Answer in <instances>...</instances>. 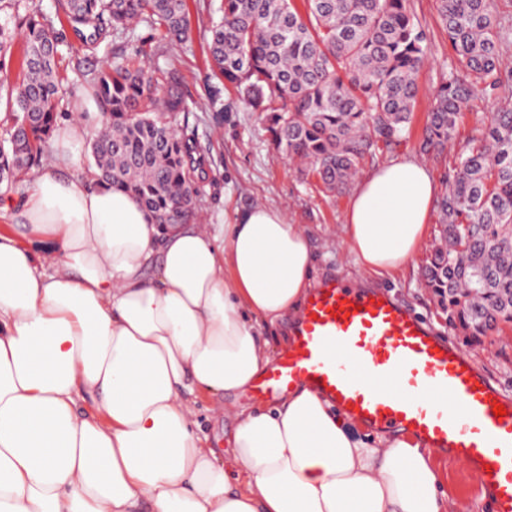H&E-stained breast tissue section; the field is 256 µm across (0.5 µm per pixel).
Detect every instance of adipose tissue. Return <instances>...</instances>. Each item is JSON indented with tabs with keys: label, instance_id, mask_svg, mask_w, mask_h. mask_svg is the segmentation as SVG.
<instances>
[{
	"label": "adipose tissue",
	"instance_id": "obj_1",
	"mask_svg": "<svg viewBox=\"0 0 512 512\" xmlns=\"http://www.w3.org/2000/svg\"><path fill=\"white\" fill-rule=\"evenodd\" d=\"M94 108L82 99L59 127L0 233V512H446L428 449L376 447L306 387L237 411L232 483L192 399L265 370L260 328L316 282L308 236L266 204L158 229L132 195L74 175ZM438 193L415 158L359 180L344 234L366 276L416 254ZM85 395L97 414L79 413Z\"/></svg>",
	"mask_w": 512,
	"mask_h": 512
}]
</instances>
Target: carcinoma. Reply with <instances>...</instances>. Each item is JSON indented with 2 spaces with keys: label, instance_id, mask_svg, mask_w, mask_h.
I'll return each mask as SVG.
<instances>
[{
  "label": "carcinoma",
  "instance_id": "obj_1",
  "mask_svg": "<svg viewBox=\"0 0 512 512\" xmlns=\"http://www.w3.org/2000/svg\"><path fill=\"white\" fill-rule=\"evenodd\" d=\"M0 24V57L24 41L20 80L7 88L14 112L0 141V187L15 190L39 166L67 91L57 69L64 30L20 0ZM459 68L442 76L420 148L441 153L471 109L474 88L489 97L512 89L501 65L512 32L495 0H436ZM85 45L132 42L141 23L183 46V0H57ZM208 43L214 68L235 94L265 115L274 145L329 191H342L376 150L405 141L419 94L427 37L410 0H221ZM139 46L90 73L102 129L91 144L95 177L134 197L158 224L195 220L204 160L180 133L191 109L175 73L136 63ZM442 244L425 270L451 323L483 336L512 321V108L481 122L456 157L439 201Z\"/></svg>",
  "mask_w": 512,
  "mask_h": 512
}]
</instances>
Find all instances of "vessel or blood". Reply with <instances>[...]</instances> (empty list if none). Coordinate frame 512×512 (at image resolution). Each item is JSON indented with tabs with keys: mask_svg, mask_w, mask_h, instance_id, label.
Instances as JSON below:
<instances>
[{
	"mask_svg": "<svg viewBox=\"0 0 512 512\" xmlns=\"http://www.w3.org/2000/svg\"><path fill=\"white\" fill-rule=\"evenodd\" d=\"M303 386L366 428L461 461L492 491L495 512H512V399L387 293L338 277L314 288L253 393L269 399Z\"/></svg>",
	"mask_w": 512,
	"mask_h": 512,
	"instance_id": "obj_1",
	"label": "vessel or blood"
}]
</instances>
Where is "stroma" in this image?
<instances>
[{"label": "stroma", "instance_id": "35a3bbf8", "mask_svg": "<svg viewBox=\"0 0 512 512\" xmlns=\"http://www.w3.org/2000/svg\"><path fill=\"white\" fill-rule=\"evenodd\" d=\"M219 5L220 0H185L189 41L186 47L171 54L167 53L155 30L140 25L134 31L136 44L147 50L141 59L143 66L153 70L173 62L186 100L193 108L187 133L195 142L197 156L205 162L207 176L200 205L205 223H229L236 212L257 202L283 207L290 222L303 225L310 237L318 280L340 276L387 292L395 301L411 307L437 335L464 349L503 392L512 397V323L500 324L485 336H467L461 328L449 323L437 297L425 285V267L439 245L440 215H433L425 240L403 269L386 278L365 279L344 242V214L351 191L329 192L305 169L288 160L273 146L266 120L240 102L232 89L223 91L222 120H215L212 112L203 110L211 88L222 83L210 66L207 50V27ZM413 9L427 35L428 55L418 75L420 95L412 134L398 147L367 159L362 170L367 173L382 163L413 157L424 161L442 182L451 170L455 154L473 136L477 118H490L505 100L501 97L475 99V113L463 116L454 139L442 153L421 151L420 139L433 94L454 59L435 0H413ZM71 45L58 69L69 88V100L75 103L93 92L88 83L89 70L111 60L122 50L123 44L108 38L88 47L75 38ZM215 404V399L198 397L196 412L200 433L206 436L208 447L216 449L225 468L229 469L233 466L229 441L236 427L234 412L243 405L260 406L261 401L247 394L226 395L224 414L220 417L212 412ZM429 462L440 477L446 512H493L492 505L477 489L474 475L463 463L444 461L435 455Z\"/></svg>", "mask_w": 512, "mask_h": 512}]
</instances>
